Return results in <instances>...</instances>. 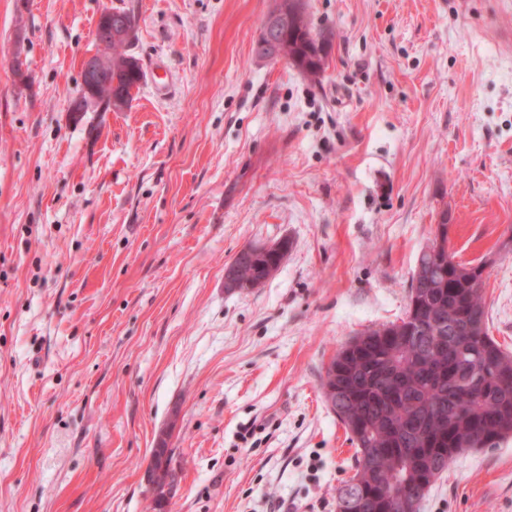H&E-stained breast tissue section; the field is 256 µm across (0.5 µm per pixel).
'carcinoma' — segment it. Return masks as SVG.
I'll return each instance as SVG.
<instances>
[{
	"mask_svg": "<svg viewBox=\"0 0 512 512\" xmlns=\"http://www.w3.org/2000/svg\"><path fill=\"white\" fill-rule=\"evenodd\" d=\"M288 12L281 33L290 65L319 81L328 49L297 0H278ZM135 38L112 39V97L101 96L94 111L130 105L143 78L127 53ZM439 257L411 276L400 322L364 331L342 345L325 374L326 401L356 448L354 476L338 496L354 512H419L434 482L456 457L494 448L512 437V353L489 334L486 305L477 282L479 266L456 263L448 253V224H442ZM270 256L239 266L241 276L260 278ZM173 452L165 438L153 449L154 508L166 512L177 481Z\"/></svg>",
	"mask_w": 512,
	"mask_h": 512,
	"instance_id": "carcinoma-1",
	"label": "carcinoma"
}]
</instances>
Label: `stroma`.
<instances>
[{"label": "stroma", "instance_id": "obj_1", "mask_svg": "<svg viewBox=\"0 0 512 512\" xmlns=\"http://www.w3.org/2000/svg\"><path fill=\"white\" fill-rule=\"evenodd\" d=\"M274 3L0 0V512H154L162 434L169 512H336L325 368L402 317L442 223L512 351V0H303L333 34L316 82L253 54ZM108 7L145 78L76 116ZM282 238L264 287L225 288ZM419 512H512V437ZM286 244L285 240H279L277 242L263 244L260 246L249 245L242 249L241 257L244 261L253 259L259 255L265 254H285ZM275 260L270 256H259L253 261L249 260L240 265L239 256L232 265H239L240 273H238V267L236 265L229 266L225 271V287L235 291H250L254 288L261 286L260 281H255L250 278H261L264 275V269L266 266L272 264ZM245 278H243V277ZM173 452L167 448V441L160 437L157 448L153 449L149 470L152 472V490L154 494V508L158 512H165L171 490L177 481L175 468L172 466Z\"/></svg>", "mask_w": 512, "mask_h": 512}]
</instances>
